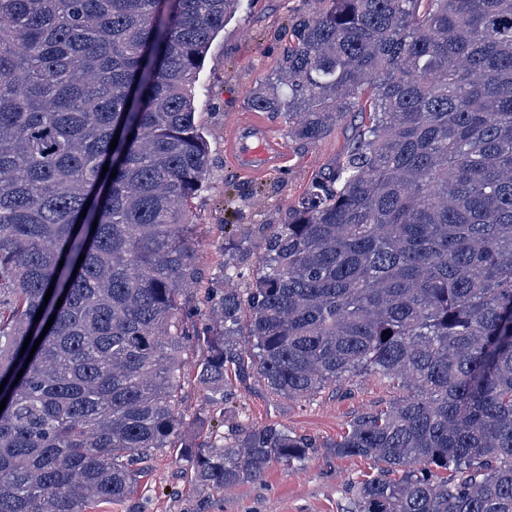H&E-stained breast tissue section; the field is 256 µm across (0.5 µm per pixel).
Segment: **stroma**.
Masks as SVG:
<instances>
[{"instance_id": "35a3bbf8", "label": "stroma", "mask_w": 512, "mask_h": 512, "mask_svg": "<svg viewBox=\"0 0 512 512\" xmlns=\"http://www.w3.org/2000/svg\"><path fill=\"white\" fill-rule=\"evenodd\" d=\"M299 0H243L241 8L212 42L197 74L196 108L214 167L209 183L191 203L198 227L199 253L210 276L223 272L226 236L241 238L259 225L276 223L288 205L302 196L318 171L327 168L352 143L351 123H341L313 146L288 136V122L250 108L252 90L275 71L286 42L288 19ZM263 128L283 148L278 167L249 171L231 159V127ZM395 394L388 380L362 376L328 386L302 400L272 397L257 381L234 384L226 405L244 425L278 423L311 435L322 447L291 465L273 464L261 481L203 492L190 486L186 464L176 452L162 450L147 462L148 473L126 501L95 504L92 512H196L207 500L208 512H345L350 487L374 472L372 460L334 456L329 444L357 413L383 405Z\"/></svg>"}]
</instances>
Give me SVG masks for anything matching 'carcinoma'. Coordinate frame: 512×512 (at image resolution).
Masks as SVG:
<instances>
[{"label": "carcinoma", "mask_w": 512, "mask_h": 512, "mask_svg": "<svg viewBox=\"0 0 512 512\" xmlns=\"http://www.w3.org/2000/svg\"><path fill=\"white\" fill-rule=\"evenodd\" d=\"M238 3L0 0V512L123 501L165 448L220 490L321 447L180 440L187 366L216 409L232 377L387 379L329 444L377 465L350 512H512V0H303L251 105L311 146L361 121L247 288L250 241L209 277L183 211L213 167L196 73Z\"/></svg>", "instance_id": "obj_1"}]
</instances>
